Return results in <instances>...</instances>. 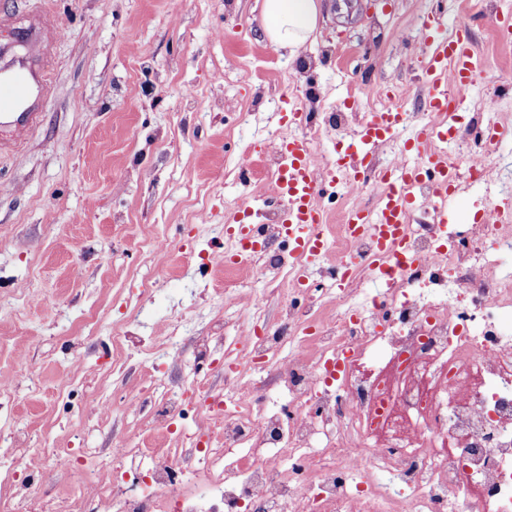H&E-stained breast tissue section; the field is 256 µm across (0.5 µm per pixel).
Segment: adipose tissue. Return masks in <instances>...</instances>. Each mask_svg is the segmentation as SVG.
<instances>
[{
  "label": "adipose tissue",
  "instance_id": "1",
  "mask_svg": "<svg viewBox=\"0 0 512 512\" xmlns=\"http://www.w3.org/2000/svg\"><path fill=\"white\" fill-rule=\"evenodd\" d=\"M317 0H263L264 28L279 46L303 49L317 26Z\"/></svg>",
  "mask_w": 512,
  "mask_h": 512
}]
</instances>
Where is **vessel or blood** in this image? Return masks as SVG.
Here are the masks:
<instances>
[{"label": "vessel or blood", "mask_w": 512, "mask_h": 512, "mask_svg": "<svg viewBox=\"0 0 512 512\" xmlns=\"http://www.w3.org/2000/svg\"><path fill=\"white\" fill-rule=\"evenodd\" d=\"M63 36L58 27L29 29L25 54L0 66V153L17 150L27 131L38 123L40 115L34 104L50 89L46 59L53 42ZM422 39L425 57L421 82L428 92L427 109L433 120L417 132L408 148L423 154L424 162L387 170L376 207L355 208L345 216L349 234L371 237L382 261L406 254L408 220L421 205L413 191L415 184L427 183L434 191L429 209L434 224L447 223L448 199L462 189L460 173L448 165V135L456 121L449 91L467 86L483 60L471 42L449 33L442 15L428 17ZM407 118V113L393 108L373 113L354 134L352 146L337 150L335 165L322 171L314 164L310 139L292 134L280 139L277 152L281 161L271 181V192L285 203L282 238L288 243L290 258L303 260L304 270L319 267L326 254L325 242L317 231L324 220L320 199L326 180L338 174L355 180L372 153L392 140ZM224 235L236 243H258L250 206L242 205L225 214Z\"/></svg>", "instance_id": "vessel-or-blood-1"}]
</instances>
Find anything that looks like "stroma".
I'll list each match as a JSON object with an SVG mask.
<instances>
[{
    "label": "stroma",
    "instance_id": "35a3bbf8",
    "mask_svg": "<svg viewBox=\"0 0 512 512\" xmlns=\"http://www.w3.org/2000/svg\"><path fill=\"white\" fill-rule=\"evenodd\" d=\"M263 0H0V45L48 13L65 36L52 48V87L26 144L0 155V452L26 449L18 482L67 496L80 479L49 468L42 451L109 448L135 436L173 448L195 419L157 427V382L185 383L200 365L191 337L180 363L107 372L110 328L126 321L124 350L156 342L183 314L236 333L254 293L277 320L276 283L254 269L224 272V213L261 188L288 97L318 91L321 112L382 110V92L426 112L418 91L422 24L442 11L466 18L485 65L459 99L457 131L476 100L512 117V45L495 33L512 0H318L317 28L300 56L276 46ZM482 183L448 202V226L479 219ZM166 250H156V243ZM49 296L32 307L31 295ZM145 396L128 404L129 388Z\"/></svg>",
    "mask_w": 512,
    "mask_h": 512
}]
</instances>
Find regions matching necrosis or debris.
<instances>
[{
  "mask_svg": "<svg viewBox=\"0 0 512 512\" xmlns=\"http://www.w3.org/2000/svg\"><path fill=\"white\" fill-rule=\"evenodd\" d=\"M278 221L265 213L263 249L238 264L283 282L279 319L256 294L232 340L200 328L199 360L224 349L223 388L195 378L160 395L165 415L200 421L183 447L54 449L55 470L94 463L58 501L15 483L26 451L14 449L0 459V512H512V274L498 261L512 219L488 201L441 251L436 225L413 218L414 262L360 303L379 260L337 226L330 247L348 277L303 312ZM268 370L278 400L263 409L253 378Z\"/></svg>",
  "mask_w": 512,
  "mask_h": 512,
  "instance_id": "1",
  "label": "necrosis or debris"
}]
</instances>
